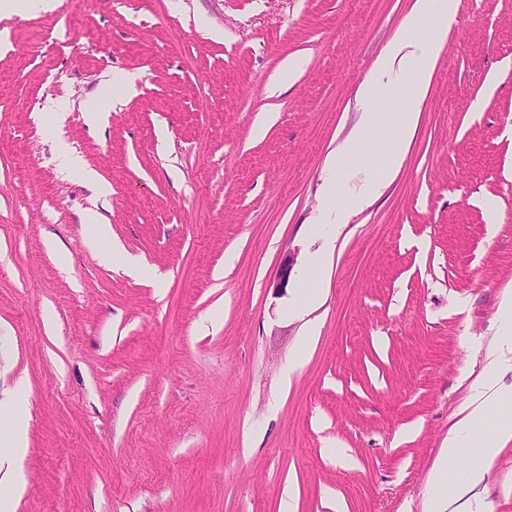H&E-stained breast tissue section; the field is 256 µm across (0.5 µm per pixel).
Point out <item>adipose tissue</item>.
<instances>
[{
	"label": "adipose tissue",
	"mask_w": 512,
	"mask_h": 512,
	"mask_svg": "<svg viewBox=\"0 0 512 512\" xmlns=\"http://www.w3.org/2000/svg\"><path fill=\"white\" fill-rule=\"evenodd\" d=\"M458 0H414L404 24V36L391 41L381 52L373 74L360 86L358 95L370 109L355 137L345 141L330 159L337 169L355 159L369 168L371 179L359 194H342L336 182H328L324 196L328 204H341L343 210L361 207L382 187L390 183L401 166L408 150L423 100L427 93L435 64L445 45V34L457 14ZM400 71L409 89L398 98H390L387 91L393 71ZM383 142L382 151H374L372 142ZM83 224L90 231L93 243L107 244L109 254L121 264L123 272L139 279L147 275V266L125 252L113 241L111 228L102 222L98 213L84 216ZM512 371V365L498 355H490L477 385L458 412V419L444 441L436 461L427 512H461V503L476 496V489L485 479V470L471 473L467 482L452 483L448 470L463 454L472 430L485 426V436L478 453L485 462H492L512 443V387L503 379ZM28 440V424L24 416H16L12 433L0 448V482L8 484L14 497L25 490L22 458Z\"/></svg>",
	"instance_id": "1"
}]
</instances>
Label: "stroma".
I'll use <instances>...</instances> for the list:
<instances>
[{
	"label": "stroma",
	"mask_w": 512,
	"mask_h": 512,
	"mask_svg": "<svg viewBox=\"0 0 512 512\" xmlns=\"http://www.w3.org/2000/svg\"><path fill=\"white\" fill-rule=\"evenodd\" d=\"M51 2L0 9V400L22 384L29 419L15 512H279L289 486L297 512H332L335 494L348 512H425L486 356L512 360V0H459L400 171L328 253L311 232L334 220L327 179L367 177L329 158L414 0ZM291 56L305 68L272 94ZM91 210L162 283L102 259ZM310 320L318 340L284 384ZM483 466L476 512H512V444L489 467L465 452L452 476ZM60 155L63 162L68 167L78 169L82 172L83 180L91 185L99 195L106 197L111 193L110 187L100 181L98 175L93 170L86 168L79 157L66 153L65 151H61Z\"/></svg>",
	"instance_id": "1"
}]
</instances>
